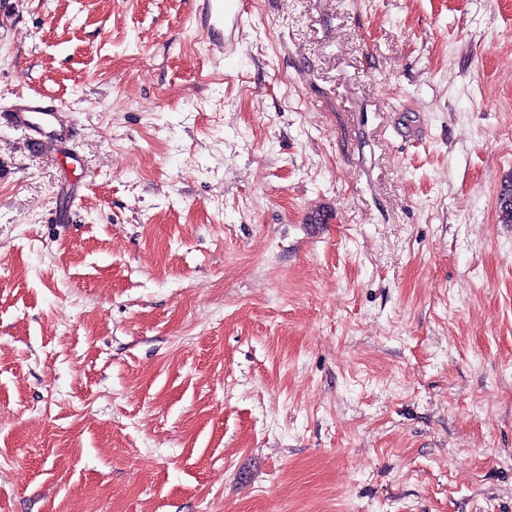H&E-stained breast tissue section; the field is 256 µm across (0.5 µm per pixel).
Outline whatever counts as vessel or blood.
<instances>
[{
	"instance_id": "1",
	"label": "vessel or blood",
	"mask_w": 512,
	"mask_h": 512,
	"mask_svg": "<svg viewBox=\"0 0 512 512\" xmlns=\"http://www.w3.org/2000/svg\"><path fill=\"white\" fill-rule=\"evenodd\" d=\"M242 23L240 0H200L197 26L206 33L212 48H226L225 25L237 28ZM8 122L30 131L27 146L33 152L54 153L73 139L71 122L61 109L48 104L40 95L18 96L10 107Z\"/></svg>"
}]
</instances>
